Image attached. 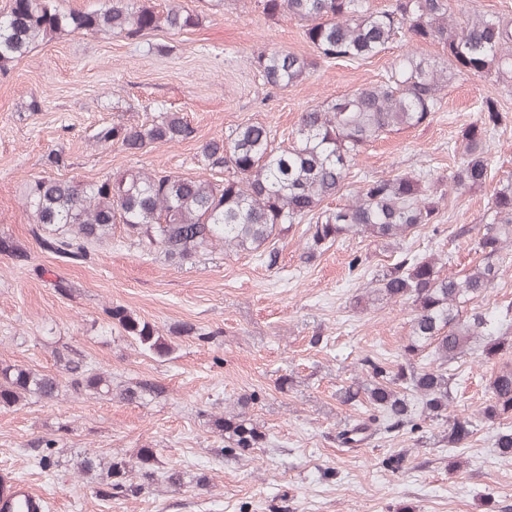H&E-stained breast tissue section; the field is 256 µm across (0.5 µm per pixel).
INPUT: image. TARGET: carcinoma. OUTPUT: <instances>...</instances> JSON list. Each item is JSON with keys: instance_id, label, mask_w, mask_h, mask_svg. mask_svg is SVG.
Masks as SVG:
<instances>
[{"instance_id": "carcinoma-1", "label": "carcinoma", "mask_w": 512, "mask_h": 512, "mask_svg": "<svg viewBox=\"0 0 512 512\" xmlns=\"http://www.w3.org/2000/svg\"><path fill=\"white\" fill-rule=\"evenodd\" d=\"M270 19L290 17L302 30L312 54L283 48L261 50L251 65L263 85L286 90L305 80L319 62L342 59L360 63L378 56L408 34L421 44L441 45L446 60L408 52L383 80L304 109L294 137L273 147L272 130L247 122L214 137L198 155L205 176L183 177L143 169L128 170L97 181L43 177L26 195L41 229L47 252L81 260L88 248L112 235L121 225L126 239L147 250H159L173 264H193L216 250L229 255L251 252L267 267L278 262L276 243L296 224L305 229V260L311 261L335 243L353 236L390 245L434 224L448 194L482 189L491 178L490 138L501 121L500 106L487 99L479 118L464 130L451 152L459 161L439 179L427 172L365 178L346 203L335 208L324 202L346 185L355 159L370 142L400 129L433 119L448 82L464 76L492 77L512 85V20L471 7V0H389L375 9L370 0H258ZM199 15L178 0L162 8L139 0H101L74 10L65 0H8L0 11V72L23 59L41 43L63 33L116 35L133 43L152 32L181 31L198 24ZM193 130L184 113L158 107L136 123L114 122L96 127L98 144H116L131 155L153 146L178 144ZM475 239L480 258L458 276L440 275L435 257L405 253L359 295L356 305L378 300L402 301L411 311V334L402 345L393 370L369 359L370 383L340 389L344 402L368 404V416L352 418L336 433V442L358 448L414 432L426 419L446 424L438 439L443 448H462L482 422L500 423L512 415V308L467 309L470 301L496 286L498 260L512 245V175L496 183L484 222L454 229V237ZM143 352L159 359L176 350L175 339L195 335L183 324L162 335L128 308L106 310ZM429 354L435 367L417 361ZM476 354L497 359L500 367L489 382L488 404L478 418L448 419L450 373L463 357ZM64 378L18 364H0V407L24 401L53 402L62 388L80 395H116L121 400L153 397L163 387L153 379L112 386V376L96 370L82 353L57 351ZM212 429L226 438L224 453L263 448L268 434L230 412L212 420ZM503 457L512 456V425L496 434ZM137 472L140 482L122 483ZM156 476L173 484L181 475L152 448L140 449L136 460L114 459L106 477L113 489L138 494Z\"/></svg>"}]
</instances>
